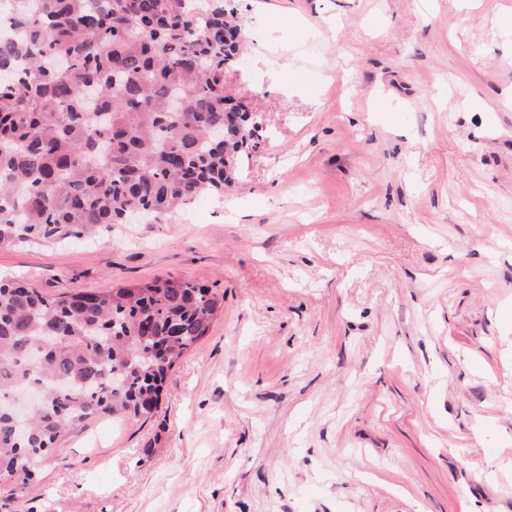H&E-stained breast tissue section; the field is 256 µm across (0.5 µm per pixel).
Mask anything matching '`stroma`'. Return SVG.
Here are the masks:
<instances>
[{"instance_id":"obj_1","label":"stroma","mask_w":512,"mask_h":512,"mask_svg":"<svg viewBox=\"0 0 512 512\" xmlns=\"http://www.w3.org/2000/svg\"><path fill=\"white\" fill-rule=\"evenodd\" d=\"M252 136L223 200L0 247L43 295H223L152 414L21 512H512V0H227Z\"/></svg>"}]
</instances>
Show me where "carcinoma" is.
Listing matches in <instances>:
<instances>
[{"instance_id": "carcinoma-1", "label": "carcinoma", "mask_w": 512, "mask_h": 512, "mask_svg": "<svg viewBox=\"0 0 512 512\" xmlns=\"http://www.w3.org/2000/svg\"><path fill=\"white\" fill-rule=\"evenodd\" d=\"M0 39V246L107 234L224 196L248 144L226 105V0H15ZM224 297L166 275L47 298L0 279V399L42 393L19 431L0 407V510L97 418L157 405Z\"/></svg>"}]
</instances>
